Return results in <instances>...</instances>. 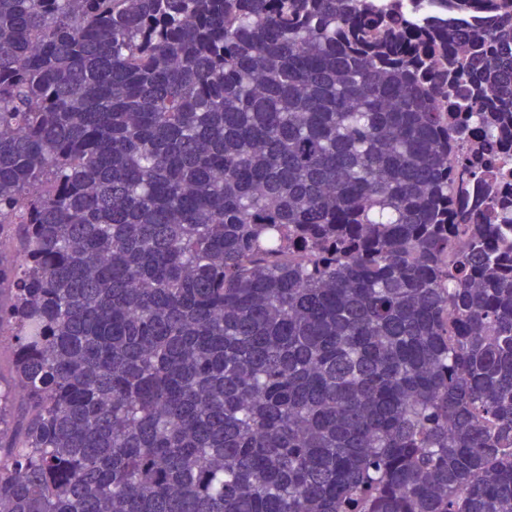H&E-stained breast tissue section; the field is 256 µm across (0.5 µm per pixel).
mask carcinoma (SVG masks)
<instances>
[{"label":"carcinoma","mask_w":512,"mask_h":512,"mask_svg":"<svg viewBox=\"0 0 512 512\" xmlns=\"http://www.w3.org/2000/svg\"><path fill=\"white\" fill-rule=\"evenodd\" d=\"M409 2L0 0V512H512V0Z\"/></svg>","instance_id":"carcinoma-1"}]
</instances>
